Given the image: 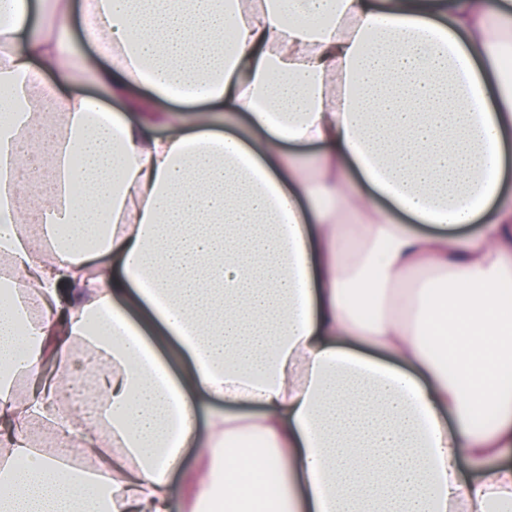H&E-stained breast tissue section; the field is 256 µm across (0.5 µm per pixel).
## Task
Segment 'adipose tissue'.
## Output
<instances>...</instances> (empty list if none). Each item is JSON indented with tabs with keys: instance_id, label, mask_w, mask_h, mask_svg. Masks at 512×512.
Segmentation results:
<instances>
[{
	"instance_id": "obj_1",
	"label": "adipose tissue",
	"mask_w": 512,
	"mask_h": 512,
	"mask_svg": "<svg viewBox=\"0 0 512 512\" xmlns=\"http://www.w3.org/2000/svg\"><path fill=\"white\" fill-rule=\"evenodd\" d=\"M85 21L111 65L71 0L0 10V512H512V0ZM79 343L95 428L61 397ZM39 424L98 465L42 452ZM190 449L206 468L173 483ZM85 1H91V0H74L76 15H77L76 31L80 38L78 41V47L80 49L86 51L87 53L91 54L97 60L106 63L109 60L102 54V47H103L102 42L99 40L90 38L87 33L85 35L82 33V30L80 27V17H81L83 9L85 7V3H86Z\"/></svg>"
}]
</instances>
